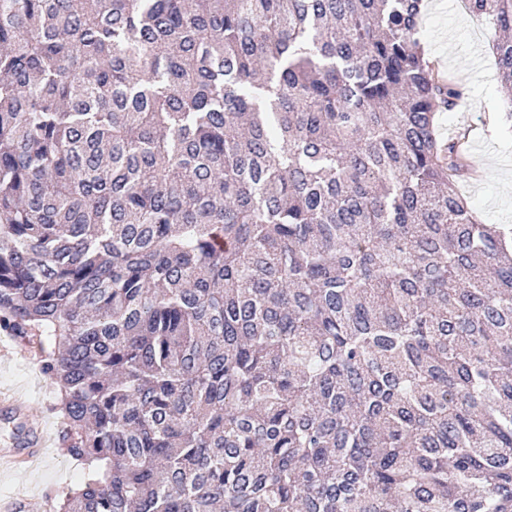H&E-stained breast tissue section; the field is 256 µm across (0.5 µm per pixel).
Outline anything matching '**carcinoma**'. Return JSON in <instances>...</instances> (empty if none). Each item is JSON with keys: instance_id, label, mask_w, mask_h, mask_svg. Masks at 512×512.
Returning a JSON list of instances; mask_svg holds the SVG:
<instances>
[{"instance_id": "carcinoma-1", "label": "carcinoma", "mask_w": 512, "mask_h": 512, "mask_svg": "<svg viewBox=\"0 0 512 512\" xmlns=\"http://www.w3.org/2000/svg\"><path fill=\"white\" fill-rule=\"evenodd\" d=\"M496 33L512 119V0ZM423 0H0V329L45 512H512V227ZM4 336H7L3 332ZM39 354L35 349L23 347L10 336L0 341V390L18 394H0L1 412L16 414L25 412V399L30 411L39 416L43 423L46 452L35 460L27 470L3 472L0 474V512H19L28 508L25 500L1 497H24L29 502V511L45 512L43 505L47 494L61 496L81 481L83 466L66 455L60 446L61 419L54 406L58 404V394L50 386L40 369ZM22 395V396H21ZM0 452L22 448L24 431L20 436L12 434L11 426L1 425ZM29 441L22 451L0 454V471H18L40 452L44 446L41 421L28 419Z\"/></svg>"}]
</instances>
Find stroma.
<instances>
[{"mask_svg": "<svg viewBox=\"0 0 512 512\" xmlns=\"http://www.w3.org/2000/svg\"><path fill=\"white\" fill-rule=\"evenodd\" d=\"M421 37L431 62L465 89L463 105L440 118L443 136L469 129L465 161L473 176L462 185L469 207L486 224L512 225V122L491 50L493 31L468 12L464 0H425ZM25 397L43 423L46 452L27 470L0 474V498L23 497L29 512H43L46 495H63L82 478L81 464L60 446L58 394L40 369L36 350L9 339L0 344V390Z\"/></svg>", "mask_w": 512, "mask_h": 512, "instance_id": "stroma-1", "label": "stroma"}]
</instances>
